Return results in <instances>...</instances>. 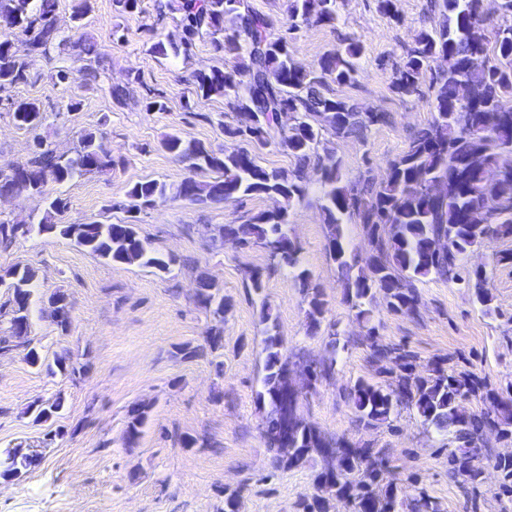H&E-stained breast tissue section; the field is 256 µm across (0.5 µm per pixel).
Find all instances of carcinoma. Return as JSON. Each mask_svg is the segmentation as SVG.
Returning <instances> with one entry per match:
<instances>
[{
  "mask_svg": "<svg viewBox=\"0 0 512 512\" xmlns=\"http://www.w3.org/2000/svg\"><path fill=\"white\" fill-rule=\"evenodd\" d=\"M440 22L423 29L402 65L395 70L392 85L397 93L411 95L421 79L430 76L431 120L417 129L407 150L390 161L381 180L361 175L348 181L341 163L331 152L318 153L324 133L337 138L363 140L372 127L387 121L384 112H360L349 99L326 95L327 81L350 85L355 80L356 61L363 54L360 41L323 54L311 68H297L291 57L283 27L293 31L298 23L330 24L336 20V0H289L288 24L252 11L247 0H178L182 34L179 41L157 36L151 52L158 56L188 51L200 35L212 36L215 52L238 56L232 69L213 67L195 75L199 100L224 98L225 105L241 114V123L224 126V134L245 146L216 154L197 141L171 135L164 148L194 175L177 185L156 179L138 181L127 190V220L120 223L55 224L52 215L68 209L67 198L51 195V184H64L87 173L112 169V156L95 131L85 132L74 155L66 157L44 141H37L33 156L17 165L16 176L0 178V196L25 193L44 208L37 223L24 233L57 232L69 237L95 256L111 264L137 265L164 270L168 262L140 237L135 214L166 197L197 204L227 202L249 195H266L283 201L279 210L261 211L248 224H224L221 239L243 246L261 245L270 254L271 268L295 272L308 299L310 331L321 329L326 301L310 287L302 270L301 247L289 233L288 212L308 194L310 174L320 184V209L328 230V247L343 282L344 298L358 319L370 322L373 304L381 298L394 312L415 314L421 295L417 284L435 277L472 289L485 313L492 311L489 277L465 269L464 256L493 238L512 236V0H500L501 23L489 25L479 9L480 0H430ZM57 0H0V22L12 30L0 37V88L28 81L27 58L48 57L61 44L56 25ZM72 66L53 77L65 81L75 64L98 54L97 43L80 36L72 45ZM295 114V126L285 129L278 114ZM16 124L26 129L40 127L44 114L29 99L18 98L8 106ZM276 145L297 160L292 170L268 169L259 163L258 150ZM442 183L446 199L433 200L427 184ZM362 225L367 242L364 259L348 251L343 242V224ZM18 237L11 221L0 218V251L9 249ZM35 273L12 266L0 273V288L6 289L11 306L8 334L0 336V355L30 345V307ZM196 304L224 322L229 302L215 282L202 279L196 289ZM54 321L61 331L71 325L70 305L65 295L49 297ZM267 324L262 339L263 391L258 399L268 406L263 433L277 468L305 464L312 454L325 455L329 443L298 412V404L285 408L280 402L288 390L284 374L288 354L276 326L269 325L267 303L260 307ZM223 347L219 328L206 336L205 344L178 349L184 360ZM378 360L393 357L395 375L386 385L359 380L350 397L359 418L372 425L388 419L405 405L416 411L423 426L459 443L450 452V472L472 484L482 481L471 447L483 434L495 431L512 435V394L497 393L478 412L466 411L474 382L459 379L437 367L428 377L413 372V355L403 349L387 351L374 346ZM61 399L49 405L33 403L27 412L40 421L59 411ZM148 405L129 410L125 442L132 446L147 420ZM40 454L20 447L0 457V477L18 478L38 465ZM495 468L501 488L512 493V456L501 457ZM381 469L368 451L345 452L336 465L318 473L316 484L323 495L302 501L303 512H327V496L351 500L353 512H396L400 490L388 482L380 489Z\"/></svg>",
  "mask_w": 512,
  "mask_h": 512,
  "instance_id": "obj_1",
  "label": "carcinoma"
}]
</instances>
